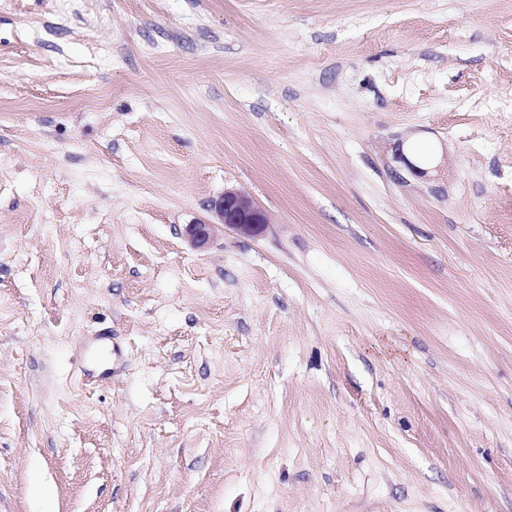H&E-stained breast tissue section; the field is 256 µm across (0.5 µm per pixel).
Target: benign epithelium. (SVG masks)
I'll use <instances>...</instances> for the list:
<instances>
[{"label":"benign epithelium","instance_id":"benign-epithelium-1","mask_svg":"<svg viewBox=\"0 0 512 512\" xmlns=\"http://www.w3.org/2000/svg\"><path fill=\"white\" fill-rule=\"evenodd\" d=\"M211 210L214 219L186 225V237L195 248L206 247L226 227L244 235L255 236L270 223L266 212L242 189L224 191V194L212 203Z\"/></svg>","mask_w":512,"mask_h":512}]
</instances>
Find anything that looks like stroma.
Listing matches in <instances>:
<instances>
[{"label":"stroma","mask_w":512,"mask_h":512,"mask_svg":"<svg viewBox=\"0 0 512 512\" xmlns=\"http://www.w3.org/2000/svg\"><path fill=\"white\" fill-rule=\"evenodd\" d=\"M233 188L270 224L192 248ZM44 487L512 512V0H0V512Z\"/></svg>","instance_id":"obj_1"}]
</instances>
